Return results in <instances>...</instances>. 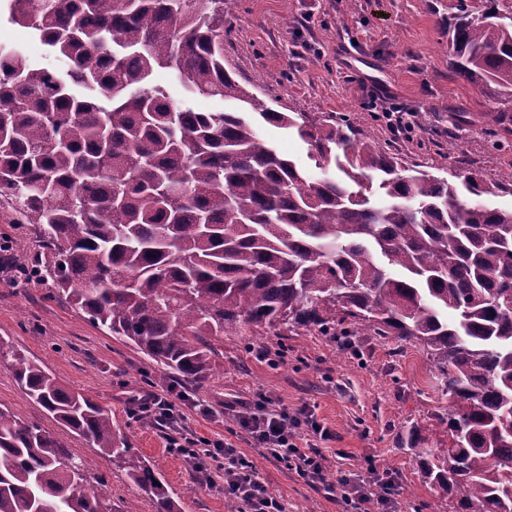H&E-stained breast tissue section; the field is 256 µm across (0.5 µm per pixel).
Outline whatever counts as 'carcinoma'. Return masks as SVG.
Wrapping results in <instances>:
<instances>
[{"label":"carcinoma","mask_w":512,"mask_h":512,"mask_svg":"<svg viewBox=\"0 0 512 512\" xmlns=\"http://www.w3.org/2000/svg\"><path fill=\"white\" fill-rule=\"evenodd\" d=\"M489 2L481 19H448V67L512 99V16ZM8 13L68 62L63 78L0 51V197L37 226L58 295L197 389L218 368L213 338L245 328L413 343L450 407L426 477L449 512H512V209L484 202L512 194V172L460 187L409 174L344 117L268 106L224 69V0H8ZM161 69L295 131L340 176L311 179L243 112L182 107L152 81ZM495 123L486 135L512 133L511 113ZM2 361L156 512H183L111 409L0 340ZM102 486L61 440L0 409V512H136Z\"/></svg>","instance_id":"cac0c4a2"}]
</instances>
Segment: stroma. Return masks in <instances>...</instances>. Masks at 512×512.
<instances>
[{"mask_svg":"<svg viewBox=\"0 0 512 512\" xmlns=\"http://www.w3.org/2000/svg\"><path fill=\"white\" fill-rule=\"evenodd\" d=\"M485 0H224V66L234 78L275 109L310 117L343 115L372 135L407 167L460 182L479 170L497 180L512 169V134L503 147L484 135L497 109L477 86L448 69V19L459 6L482 10ZM19 51L36 68L66 73L65 61L32 29L0 15V48ZM153 81L183 107L221 112L223 99L186 89L176 74L157 71ZM384 91L414 113L412 138L395 139L367 105ZM260 133L312 178L323 175L297 136L270 126ZM0 205V236L8 237L0 265V339L23 350L61 385L83 392L112 410V419L138 455L147 459L185 512H228V497L206 487L199 474L166 449L167 425L133 409L128 398L153 388L177 400L182 389L138 350L112 338L88 316L56 294L51 282H30L43 248L34 225L17 224ZM221 370L206 386L190 391L185 426L201 437L224 439L251 461L288 512H345L340 492L313 486L237 433L225 402L262 397L268 410L307 407L332 434L320 447L334 468L365 470L368 460L399 475L401 512H448V494L426 478L423 461L437 440L448 398L434 365L417 346L364 336L345 350L316 331H246L214 342ZM274 353V361L258 351ZM0 408L35 423L62 440L76 458L89 462L115 503L136 500L139 512H155L152 494L134 490L122 468L29 399L0 363ZM420 439L406 445L411 426Z\"/></svg>","mask_w":512,"mask_h":512,"instance_id":"stroma-1","label":"stroma"}]
</instances>
